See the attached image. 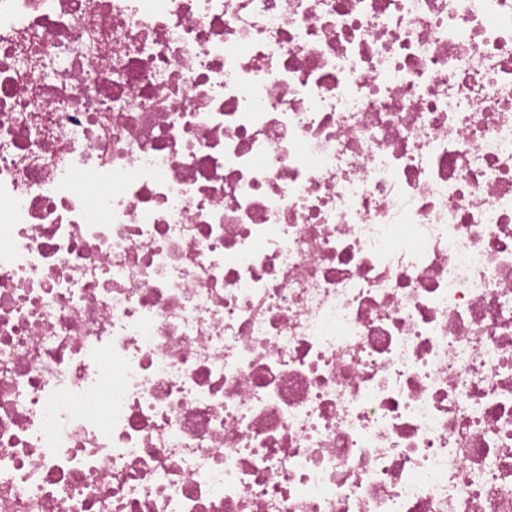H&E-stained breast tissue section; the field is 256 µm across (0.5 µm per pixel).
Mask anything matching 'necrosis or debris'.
<instances>
[{
    "label": "necrosis or debris",
    "instance_id": "1",
    "mask_svg": "<svg viewBox=\"0 0 512 512\" xmlns=\"http://www.w3.org/2000/svg\"><path fill=\"white\" fill-rule=\"evenodd\" d=\"M0 512H512V0H0Z\"/></svg>",
    "mask_w": 512,
    "mask_h": 512
}]
</instances>
